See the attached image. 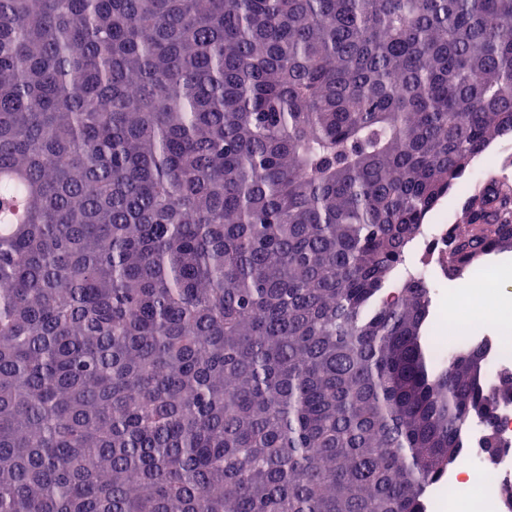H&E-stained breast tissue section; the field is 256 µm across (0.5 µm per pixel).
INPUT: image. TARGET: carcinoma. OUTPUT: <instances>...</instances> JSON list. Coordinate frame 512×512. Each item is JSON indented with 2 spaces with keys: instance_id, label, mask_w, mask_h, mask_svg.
Returning <instances> with one entry per match:
<instances>
[{
  "instance_id": "cac0c4a2",
  "label": "carcinoma",
  "mask_w": 512,
  "mask_h": 512,
  "mask_svg": "<svg viewBox=\"0 0 512 512\" xmlns=\"http://www.w3.org/2000/svg\"><path fill=\"white\" fill-rule=\"evenodd\" d=\"M512 0H0V512H422L512 374L398 275L512 248ZM459 200L455 196H449L441 202L438 211L428 222L426 235L421 242L423 254L429 259L424 272L425 279L429 284L430 308L437 311L436 326L439 332V341H447L448 334L455 335L457 344L460 347L483 346L486 349L488 376L487 382L494 386L500 376L512 374V347L502 344L498 336L490 334L469 335L462 329V325L457 320H448L447 310L439 300L438 287L442 288L445 295H448L447 286H439L444 280H448L440 261L441 251L446 246L448 240V223L441 224L442 218L447 216L451 218L458 209ZM450 281L448 280V284Z\"/></svg>"
}]
</instances>
